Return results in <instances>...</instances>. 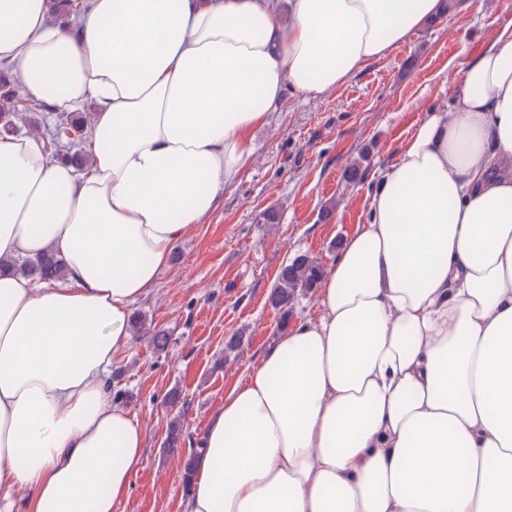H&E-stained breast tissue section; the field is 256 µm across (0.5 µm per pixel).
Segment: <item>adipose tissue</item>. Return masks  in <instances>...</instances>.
Returning a JSON list of instances; mask_svg holds the SVG:
<instances>
[{"instance_id": "1", "label": "adipose tissue", "mask_w": 512, "mask_h": 512, "mask_svg": "<svg viewBox=\"0 0 512 512\" xmlns=\"http://www.w3.org/2000/svg\"><path fill=\"white\" fill-rule=\"evenodd\" d=\"M443 0H0V61L91 106L84 171L0 134V498L114 512L144 434L112 398L133 306L252 161L286 92L319 99ZM299 320L224 396L183 512H512V22L368 199ZM5 267L17 268L27 272L32 276H38L42 280H58L68 276V270L65 262L53 249H46L35 259L18 262H4L0 260V270Z\"/></svg>"}]
</instances>
